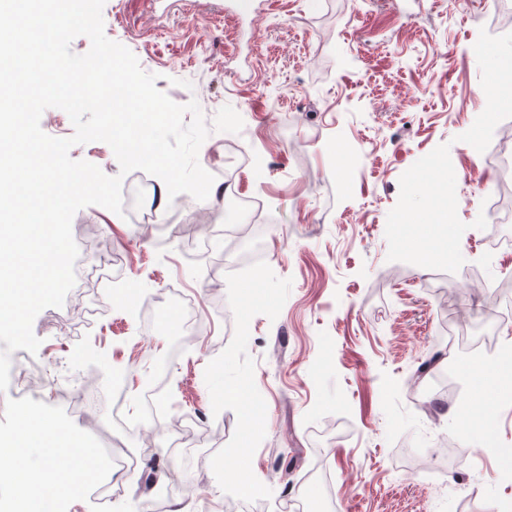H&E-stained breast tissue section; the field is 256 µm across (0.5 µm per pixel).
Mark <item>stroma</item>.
<instances>
[{
	"label": "stroma",
	"instance_id": "35a3bbf8",
	"mask_svg": "<svg viewBox=\"0 0 512 512\" xmlns=\"http://www.w3.org/2000/svg\"><path fill=\"white\" fill-rule=\"evenodd\" d=\"M106 36L127 47L156 86L184 105L194 77L205 119L232 106L240 133H216L198 161L219 174L205 202L216 225L238 221L224 197L256 198L278 219L262 236L267 271L216 270L220 246L204 250L196 200L158 202L161 179L124 177L122 214L79 210L73 238L86 265L111 261L110 279H85L78 297L34 320L44 345L67 340L47 381L61 397H34L37 413L83 434L94 454L73 480L66 512H154L158 491L142 471H177L169 496L183 512H275L302 497L318 512L319 481L329 476L338 512H496L512 501V471L496 445L512 448V398L490 410V429L469 428L477 386L469 350L450 332L495 330V355L512 352V319L474 314L463 273L387 259L386 220L399 179L419 158L449 144L465 265L484 281L512 275V246H492L473 223L495 194L492 151L512 148L495 130L490 151L461 142L485 109L473 51L492 29L485 0H105ZM367 142L371 156L347 160ZM174 286L195 300L203 331L173 356L171 338L145 333L141 308L118 302L132 291L149 299ZM248 330L229 336L224 308ZM166 361L178 381L174 413L210 414L208 446L149 447L108 416L71 409L90 378L121 373L127 414L138 415L147 368ZM134 456L126 494L95 502L114 477L111 457Z\"/></svg>",
	"mask_w": 512,
	"mask_h": 512
}]
</instances>
